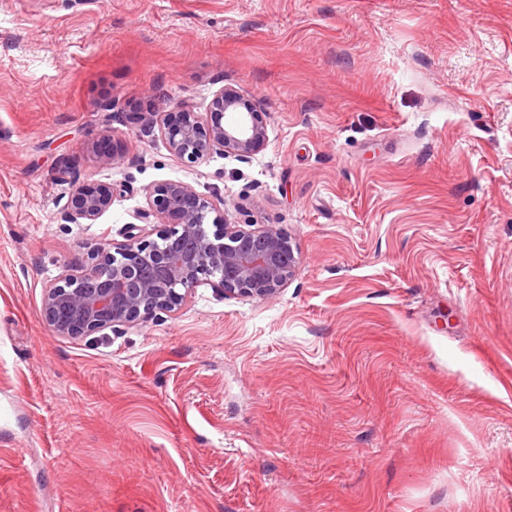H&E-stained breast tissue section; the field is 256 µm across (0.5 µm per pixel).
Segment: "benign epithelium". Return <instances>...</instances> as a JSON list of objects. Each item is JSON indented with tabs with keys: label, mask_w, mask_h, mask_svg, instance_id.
<instances>
[{
	"label": "benign epithelium",
	"mask_w": 512,
	"mask_h": 512,
	"mask_svg": "<svg viewBox=\"0 0 512 512\" xmlns=\"http://www.w3.org/2000/svg\"><path fill=\"white\" fill-rule=\"evenodd\" d=\"M145 112H129L143 133L159 130L171 153L192 166L219 152L242 162L263 150L267 128L260 113L231 87L217 91L205 119L184 100L153 92ZM236 115L224 122V114ZM97 162L122 160L109 135L93 145ZM126 186L86 180L70 183L64 221L94 224ZM142 218L157 219L147 232L126 224L122 240L88 247L80 267L64 266L44 288L40 315L49 331L77 339L105 336L177 313L202 285L226 296L276 298L295 275L299 253L287 234L272 227L245 228L229 222L225 208L182 181H161L144 189Z\"/></svg>",
	"instance_id": "obj_1"
}]
</instances>
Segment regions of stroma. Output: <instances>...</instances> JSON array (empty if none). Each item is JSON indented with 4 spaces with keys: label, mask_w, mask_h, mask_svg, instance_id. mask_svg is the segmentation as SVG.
<instances>
[{
    "label": "stroma",
    "mask_w": 512,
    "mask_h": 512,
    "mask_svg": "<svg viewBox=\"0 0 512 512\" xmlns=\"http://www.w3.org/2000/svg\"><path fill=\"white\" fill-rule=\"evenodd\" d=\"M225 86L247 163L100 110ZM66 174L126 190L68 224ZM166 180L294 277L52 335L47 281ZM0 512H512V0H0ZM112 135H104L100 140H97L93 148L96 153L97 162L103 167H112L122 160V155L119 153L117 147L112 145Z\"/></svg>",
    "instance_id": "obj_1"
}]
</instances>
